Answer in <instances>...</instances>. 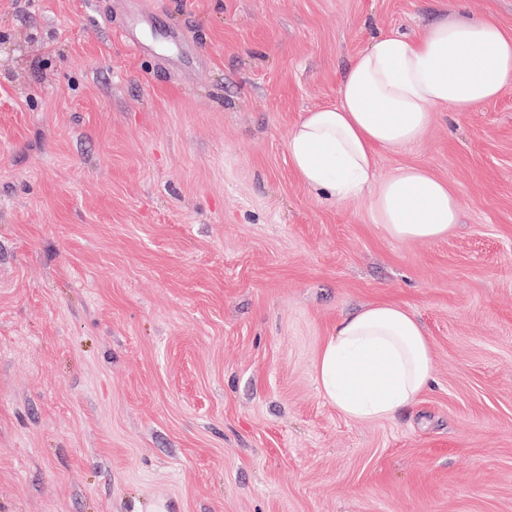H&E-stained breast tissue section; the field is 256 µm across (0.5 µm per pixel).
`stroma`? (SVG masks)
<instances>
[{
	"instance_id": "35a3bbf8",
	"label": "stroma",
	"mask_w": 512,
	"mask_h": 512,
	"mask_svg": "<svg viewBox=\"0 0 512 512\" xmlns=\"http://www.w3.org/2000/svg\"><path fill=\"white\" fill-rule=\"evenodd\" d=\"M512 0H0V512H512V83L378 173L461 205L391 239L288 159L379 33ZM379 300L434 382L393 419L321 396Z\"/></svg>"
}]
</instances>
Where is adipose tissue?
Segmentation results:
<instances>
[{
  "instance_id": "1",
  "label": "adipose tissue",
  "mask_w": 512,
  "mask_h": 512,
  "mask_svg": "<svg viewBox=\"0 0 512 512\" xmlns=\"http://www.w3.org/2000/svg\"><path fill=\"white\" fill-rule=\"evenodd\" d=\"M512 83V34L456 13L416 35L373 37L343 74L336 105L305 114L288 137L293 170L318 199L369 195L376 223L400 241H433L458 222L451 187L423 168L377 178L380 152L419 141L434 110L472 112ZM320 393L356 421L393 418L432 381V351L417 318L377 302L341 319L316 365Z\"/></svg>"
}]
</instances>
